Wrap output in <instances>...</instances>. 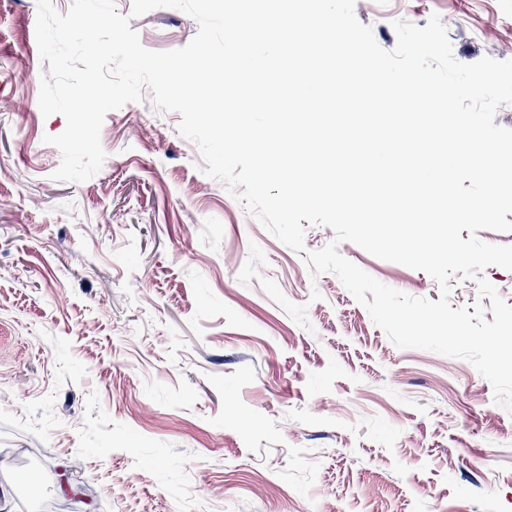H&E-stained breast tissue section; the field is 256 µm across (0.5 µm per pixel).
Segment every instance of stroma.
Masks as SVG:
<instances>
[{"mask_svg":"<svg viewBox=\"0 0 512 512\" xmlns=\"http://www.w3.org/2000/svg\"><path fill=\"white\" fill-rule=\"evenodd\" d=\"M378 45L439 15L455 58L512 59V0H355ZM37 0H0V512L29 460L57 512H512V411L467 360L396 347L330 272L312 275L221 181L180 114L109 112L106 158L52 180ZM152 51L197 22L157 8ZM381 283L427 273L351 242Z\"/></svg>","mask_w":512,"mask_h":512,"instance_id":"stroma-1","label":"stroma"}]
</instances>
